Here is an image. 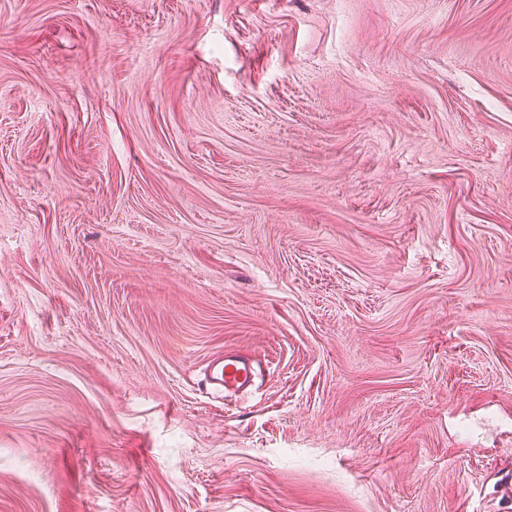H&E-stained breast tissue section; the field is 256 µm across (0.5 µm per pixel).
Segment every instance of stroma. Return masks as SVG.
Returning <instances> with one entry per match:
<instances>
[{
    "mask_svg": "<svg viewBox=\"0 0 512 512\" xmlns=\"http://www.w3.org/2000/svg\"><path fill=\"white\" fill-rule=\"evenodd\" d=\"M509 482L512 0H0V512ZM262 371L249 355L230 351L213 359L202 379L206 393H244L255 386Z\"/></svg>",
    "mask_w": 512,
    "mask_h": 512,
    "instance_id": "obj_1",
    "label": "stroma"
}]
</instances>
